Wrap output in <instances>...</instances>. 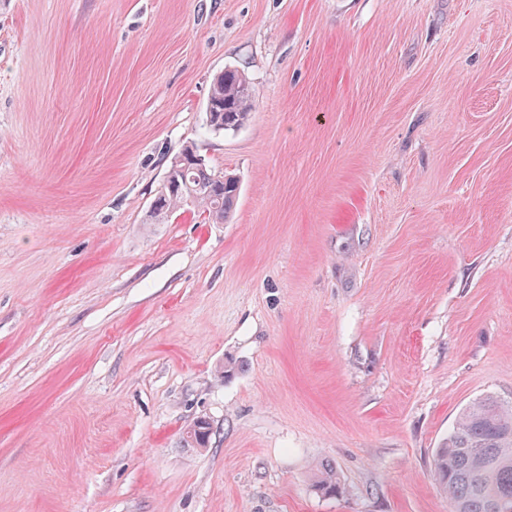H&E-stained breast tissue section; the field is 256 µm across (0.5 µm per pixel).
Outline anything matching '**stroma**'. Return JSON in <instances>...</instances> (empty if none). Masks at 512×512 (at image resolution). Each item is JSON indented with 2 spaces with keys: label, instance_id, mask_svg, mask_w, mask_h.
I'll return each mask as SVG.
<instances>
[{
  "label": "stroma",
  "instance_id": "obj_1",
  "mask_svg": "<svg viewBox=\"0 0 512 512\" xmlns=\"http://www.w3.org/2000/svg\"><path fill=\"white\" fill-rule=\"evenodd\" d=\"M227 68L255 105L215 132ZM188 145L233 214L151 223ZM486 395L512 0H0V512H452L434 453ZM314 490L324 496H334L341 490L336 470L329 463H320L314 473Z\"/></svg>",
  "mask_w": 512,
  "mask_h": 512
}]
</instances>
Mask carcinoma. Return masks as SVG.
<instances>
[{"instance_id": "carcinoma-1", "label": "carcinoma", "mask_w": 512, "mask_h": 512, "mask_svg": "<svg viewBox=\"0 0 512 512\" xmlns=\"http://www.w3.org/2000/svg\"><path fill=\"white\" fill-rule=\"evenodd\" d=\"M253 106L251 86L243 72L226 69L214 80L207 111L215 113L224 130L239 129ZM239 192L236 179L221 181L210 166H197L188 173L183 191L166 197L155 221L162 223L169 212L189 205L222 223ZM210 434L211 423L199 419L186 432L185 442L202 449ZM434 473L448 493L453 512H512V407L491 395L468 405L453 432L436 449ZM313 487L324 496L338 494L341 486L334 467L318 464Z\"/></svg>"}]
</instances>
